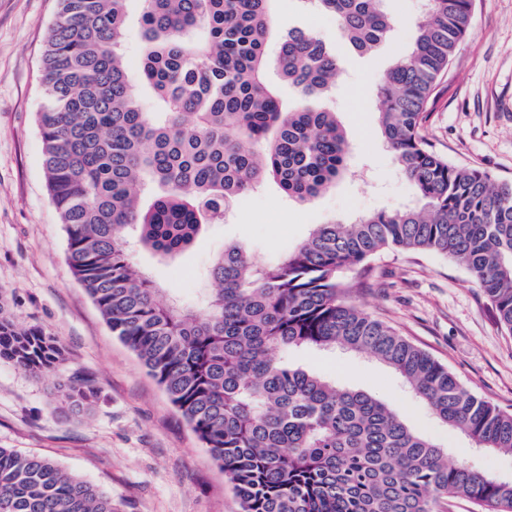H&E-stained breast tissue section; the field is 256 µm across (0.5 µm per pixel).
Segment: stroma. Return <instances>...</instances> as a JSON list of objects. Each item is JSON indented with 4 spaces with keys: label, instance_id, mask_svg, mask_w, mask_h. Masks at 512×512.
I'll return each instance as SVG.
<instances>
[{
    "label": "stroma",
    "instance_id": "stroma-1",
    "mask_svg": "<svg viewBox=\"0 0 512 512\" xmlns=\"http://www.w3.org/2000/svg\"><path fill=\"white\" fill-rule=\"evenodd\" d=\"M393 19L373 54H351L336 21L305 0H275V30L313 31L343 58L331 97L350 141L348 177L310 203L288 199L265 181L210 224L176 262L131 246L134 265L149 273L162 299L193 305L204 274L225 243L262 259L283 256L313 225L349 221L415 205L416 189L396 169L378 125L377 89L385 71L411 46L420 0H385ZM122 52L141 99L140 0H128ZM57 0H0V302L21 327L37 325L65 348V360L36 375L0 360V448L55 461L105 491L115 512H240L224 472L207 453L136 354L113 336L101 311L65 258V232L46 187L37 113L44 101L42 55ZM423 135L455 165L512 182V0H473L471 28L431 98ZM356 300L407 340L448 367L462 385L512 412V334L462 265L435 253L385 251ZM296 364L337 384L373 394L399 410L450 458L483 474L512 475V454L471 446L439 424L389 367L341 351L293 352ZM90 376L99 399L68 411L57 391L73 374Z\"/></svg>",
    "mask_w": 512,
    "mask_h": 512
}]
</instances>
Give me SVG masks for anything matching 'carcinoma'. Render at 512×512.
Masks as SVG:
<instances>
[{"label":"carcinoma","instance_id":"1","mask_svg":"<svg viewBox=\"0 0 512 512\" xmlns=\"http://www.w3.org/2000/svg\"><path fill=\"white\" fill-rule=\"evenodd\" d=\"M273 0H142L141 72L148 112L118 48L126 0H60L43 57L38 113L47 187L69 267L112 334L132 349L232 484L242 512H438L466 497L512 512V479L472 471L363 391L296 365L288 352L340 349L392 368L440 423L476 448L512 453V412L348 299L342 274L379 252H433L462 264L512 334V183L459 167L421 128L426 106L471 25V0H426L407 55L384 74L381 135L419 205L317 224L279 259L236 243L206 271L195 307L158 301L127 243L163 259L274 179L311 202L347 176L350 144L336 113L313 105L342 57L315 33L278 38L283 107L265 78ZM343 42L366 54L387 37L384 0H311ZM0 358L33 372L64 360L60 341L19 328L0 308ZM72 412L97 396L64 380ZM0 512H113L112 497L54 461L0 448Z\"/></svg>","mask_w":512,"mask_h":512}]
</instances>
